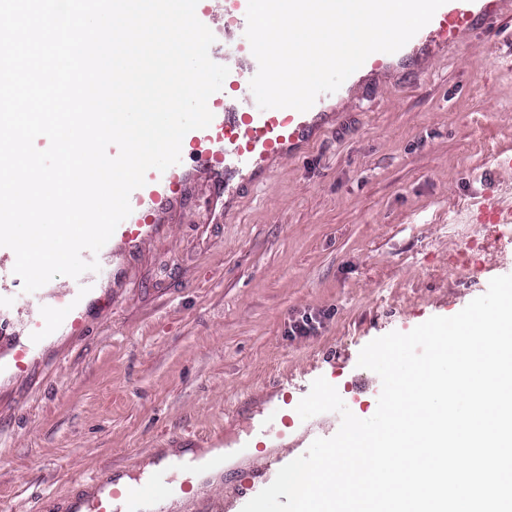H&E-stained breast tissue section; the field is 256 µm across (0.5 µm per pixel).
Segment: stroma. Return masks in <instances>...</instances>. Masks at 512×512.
<instances>
[{
    "label": "stroma",
    "mask_w": 512,
    "mask_h": 512,
    "mask_svg": "<svg viewBox=\"0 0 512 512\" xmlns=\"http://www.w3.org/2000/svg\"><path fill=\"white\" fill-rule=\"evenodd\" d=\"M340 93L335 126L240 192L224 222H209V190L193 185L120 273L103 265L80 331L15 289V335L32 316L47 334L0 370V512H43L100 470L136 479L162 450L219 437L218 480L168 512H198L204 497L241 512L250 458L278 445L261 434L265 398L303 455L341 423L299 417L316 378L372 416L381 380L358 367L360 350L512 274V223L449 219L508 180L512 0L419 66L347 78ZM305 313L319 328L289 336Z\"/></svg>",
    "instance_id": "stroma-1"
}]
</instances>
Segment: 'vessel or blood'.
<instances>
[{
  "mask_svg": "<svg viewBox=\"0 0 512 512\" xmlns=\"http://www.w3.org/2000/svg\"><path fill=\"white\" fill-rule=\"evenodd\" d=\"M236 17V33L224 40L222 61L229 69L220 91L208 100L214 118L209 127L188 132L182 141L188 148L186 160L166 171L149 170L144 186L132 191L129 201L131 214L114 231L112 246L98 253L83 252L84 260L105 262L109 254H121L142 244L154 235L162 219L183 198L187 189L197 182L206 183L210 210L227 211L229 198L235 197L231 188L233 179L249 183L250 172L269 170L280 159L295 155L300 148L326 129L333 120L325 105L329 95H320L305 112L292 108L259 109L252 104L250 81L258 71V62L245 37L248 0H232ZM495 0H446L424 26L400 50L388 54L376 52L365 61L369 75L405 67L460 38L487 17ZM479 216L493 224L512 223V201L508 204L477 203ZM95 273L87 272L74 281L68 296H60L53 284L41 289L42 302L53 309L60 326L78 328L82 320L79 310L85 300L98 288ZM275 457L264 455L253 458L250 475L242 483L241 494L251 493L261 484ZM183 462L160 465L142 483L116 490L111 471L97 472L89 480L92 489L83 502L85 512H140L139 502L144 493L168 495L172 490L170 474L183 469Z\"/></svg>",
  "mask_w": 512,
  "mask_h": 512,
  "instance_id": "obj_1",
  "label": "vessel or blood"
}]
</instances>
